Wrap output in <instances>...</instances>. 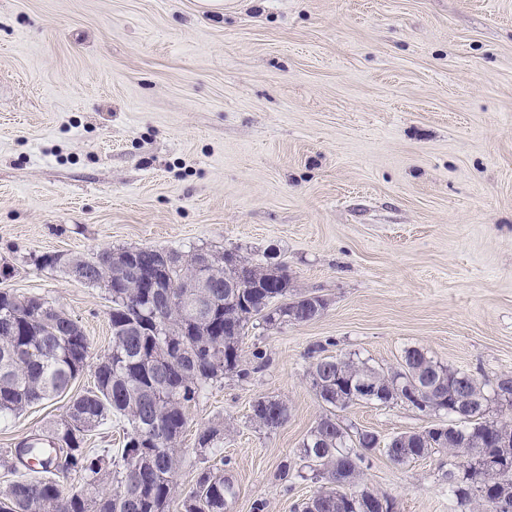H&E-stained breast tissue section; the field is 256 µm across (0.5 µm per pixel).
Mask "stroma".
<instances>
[{
  "label": "stroma",
  "mask_w": 512,
  "mask_h": 512,
  "mask_svg": "<svg viewBox=\"0 0 512 512\" xmlns=\"http://www.w3.org/2000/svg\"><path fill=\"white\" fill-rule=\"evenodd\" d=\"M134 246L278 263L327 303L246 331L251 374L191 408L170 512L217 465L227 512H299L321 354L390 372L422 349L512 422V0H0V290L65 311L97 357L106 289L41 258ZM262 396L288 406L276 430L251 418ZM67 398L0 421V455ZM336 416L383 441L449 421L401 402ZM216 422L223 455H198ZM449 461L380 447L363 484L393 512H479Z\"/></svg>",
  "instance_id": "1"
}]
</instances>
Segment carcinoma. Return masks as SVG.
Returning <instances> with one entry per match:
<instances>
[{"label": "carcinoma", "instance_id": "obj_1", "mask_svg": "<svg viewBox=\"0 0 512 512\" xmlns=\"http://www.w3.org/2000/svg\"><path fill=\"white\" fill-rule=\"evenodd\" d=\"M131 251L146 269L162 263L164 255L175 257L166 268L171 288L162 293L142 279L124 276L121 264ZM198 254L104 247L90 259L42 258L45 266L62 262L84 283L106 288L112 303L111 344L95 360L87 336L70 315L40 298L0 291V420L64 395L87 369L93 374V386L71 398L60 419L10 449L3 465L16 479L0 488V512H170L189 408L225 374L248 375L241 368L240 341L251 321L259 318L273 327L300 323L312 317L315 307L326 308L323 298L312 302L306 293L288 298V274L271 276L261 266L246 268L253 287L226 288L224 256L213 253L202 281L193 272ZM310 377L333 412L320 420L300 449L301 457L315 466L314 479L327 483L302 504L301 512H382L380 502L386 497L376 494L360 501L343 492L363 479L373 448L367 446L368 431H350L336 420L334 410L353 404L348 386L364 379L393 402L451 417L454 395L471 391L476 402L470 420L450 424L446 436L448 455L456 459L448 486L458 499L474 497L486 512H500L497 490L512 489V447L499 445L496 422L484 418L488 398L474 378L419 348L405 351L399 372H380L350 358L338 363L327 356L312 363ZM114 417L125 427L124 446L112 465L105 452L90 446V439ZM251 418L276 429L287 421L288 407L264 397L252 407ZM223 443L224 429L211 424L198 433L196 452L216 456ZM434 450L426 432L418 431L392 437L386 454L402 465ZM488 457L502 461L489 469ZM71 474L83 476L84 485L63 494L61 480ZM232 495L223 469H204L195 490L182 500L181 512H224Z\"/></svg>", "mask_w": 512, "mask_h": 512}]
</instances>
